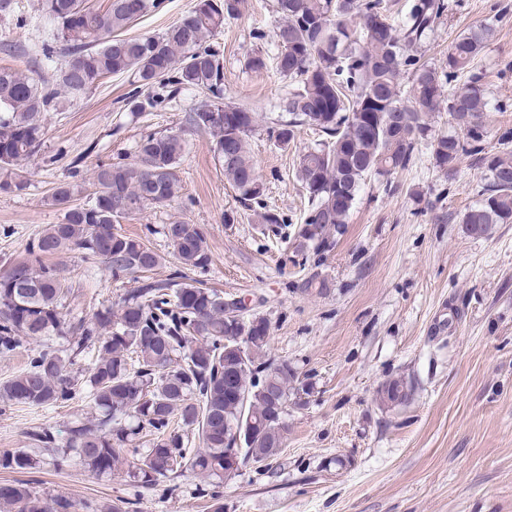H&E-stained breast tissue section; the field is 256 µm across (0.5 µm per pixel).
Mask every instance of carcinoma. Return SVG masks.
Returning a JSON list of instances; mask_svg holds the SVG:
<instances>
[{"instance_id":"1","label":"carcinoma","mask_w":512,"mask_h":512,"mask_svg":"<svg viewBox=\"0 0 512 512\" xmlns=\"http://www.w3.org/2000/svg\"><path fill=\"white\" fill-rule=\"evenodd\" d=\"M162 0H109L103 11L86 0H42L39 11L53 26V42L43 47L52 61L63 60L58 85L68 94H85L105 77L129 73L135 92L129 103L141 111L157 102L143 89L157 85L198 88L206 98L189 115V124L216 139V159L224 179L244 202L258 205V223L279 227L277 211L262 202L264 185L256 171L249 138L256 116L224 102V73L217 51L207 44L239 15L242 0H194V5L160 36L127 38L121 32L158 9ZM453 0H412L407 13L393 17L390 0H277L283 22L274 31L276 72L297 80L283 101L289 119L276 139L288 144L294 128L308 125L326 141L299 156L298 179L311 208L295 237V250H329L344 232L361 186L371 177L390 181L406 169L427 119L440 110L444 85L465 77L448 97V112L463 134L444 133L428 143L434 167L450 177L462 155L477 156L482 167L483 199L465 211L461 223L472 237L489 235L496 224L512 223V149L504 136L501 150L484 151L485 119L492 108L482 77L474 72L495 27L487 23L457 35L444 68L409 53ZM408 75V84L401 82ZM56 88L21 72L0 67V191L26 188L16 170L40 149L43 115L57 98ZM178 134L150 133L137 146L133 162L97 166L96 191L76 202L77 186L55 187L52 201L64 220L51 224L30 242V260L0 276V356L28 338L64 334L62 309L66 278L43 258L79 249L119 280L154 270L161 255L142 239L117 227L148 207L164 206L181 191L178 166L185 151ZM174 256L187 269L209 263L204 232L197 224L175 222L159 229ZM270 325L245 314L240 300L226 299L200 283L172 289L143 281L117 306L98 310L88 322L72 326L71 351L93 352L85 374L91 418L69 429L64 444L88 471L125 473L130 482L154 487L186 471L211 479L213 512H224L216 488L229 479L225 459L236 446L243 461L261 463L284 446L291 396L311 387L299 382L287 361L265 358ZM72 361L47 347L31 356L19 374L0 382V404L43 408L74 399L80 378ZM412 385L391 378L378 390L381 404L396 407L411 396ZM152 446L133 450L143 430ZM195 431L200 448L185 446ZM39 466L37 456L18 450L0 453V471L21 473ZM75 501L48 499L28 481L0 482V512H79Z\"/></svg>"}]
</instances>
